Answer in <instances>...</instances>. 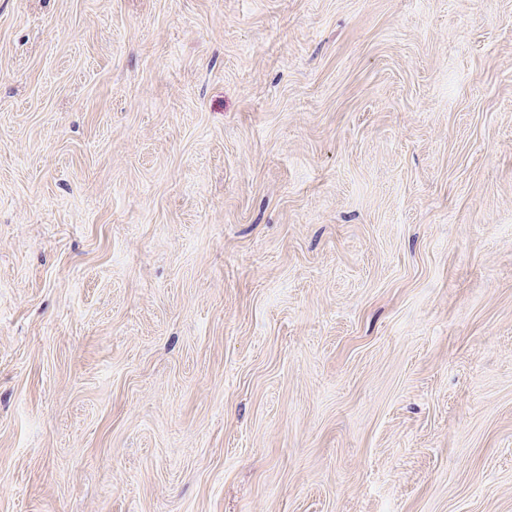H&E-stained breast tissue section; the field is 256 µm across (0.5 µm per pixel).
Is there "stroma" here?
Here are the masks:
<instances>
[{"instance_id":"35a3bbf8","label":"stroma","mask_w":512,"mask_h":512,"mask_svg":"<svg viewBox=\"0 0 512 512\" xmlns=\"http://www.w3.org/2000/svg\"><path fill=\"white\" fill-rule=\"evenodd\" d=\"M0 512H512V0H0Z\"/></svg>"}]
</instances>
